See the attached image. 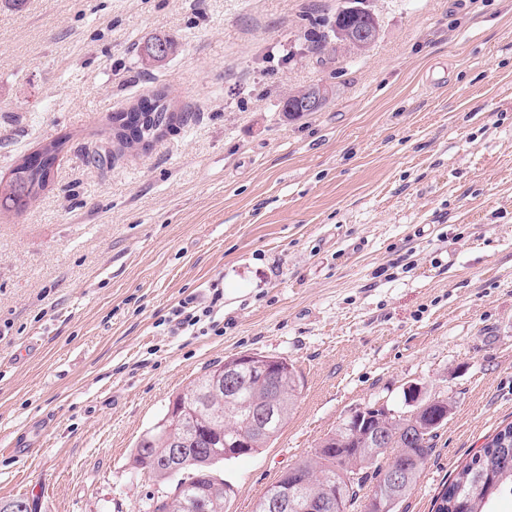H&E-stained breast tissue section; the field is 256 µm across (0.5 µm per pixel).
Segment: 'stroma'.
I'll return each mask as SVG.
<instances>
[{
	"instance_id": "35a3bbf8",
	"label": "stroma",
	"mask_w": 512,
	"mask_h": 512,
	"mask_svg": "<svg viewBox=\"0 0 512 512\" xmlns=\"http://www.w3.org/2000/svg\"><path fill=\"white\" fill-rule=\"evenodd\" d=\"M339 4L0 0V179L67 140L41 197L0 213V499L137 512L141 436L235 354L304 388L270 447L221 465L228 512L353 411H412V384L453 406L399 512H432L512 423V0H365L375 44L317 56ZM316 83L325 106L288 119ZM161 90L190 120L119 151L110 116ZM193 296L214 312L178 330ZM164 46L162 54L155 52L156 46ZM174 42L169 37H155L142 47L140 50V59L144 67L158 68L161 67L173 52Z\"/></svg>"
}]
</instances>
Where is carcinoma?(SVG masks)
Instances as JSON below:
<instances>
[{"mask_svg":"<svg viewBox=\"0 0 512 512\" xmlns=\"http://www.w3.org/2000/svg\"><path fill=\"white\" fill-rule=\"evenodd\" d=\"M366 17L371 14L344 6L336 8V14L329 22V32L311 40L313 50L324 51L329 34L343 32ZM173 49L172 39L155 37L140 50L141 62L146 68H158ZM179 121L185 122L187 118L170 111L166 95L157 92L138 100L127 111L113 114L112 136L123 148L137 150L142 139H156ZM65 144L63 138L53 140L16 164L15 169L21 171L22 176L13 174L9 181L0 183L1 211L20 214L31 201L39 198L51 180ZM254 361H263L281 374L274 390L267 389L252 374L250 363ZM229 365L240 373L238 401L242 416H247L251 407L264 400L267 394L274 393L276 413L248 453L268 447L287 424L303 387L302 377L287 359L254 353L232 356L222 364L209 367L191 381L185 391L176 395L172 404L180 405L191 396L198 397L199 402L183 408L175 421L161 419L137 444L136 468L157 485V489L142 500L138 512H227L232 489L218 470V465L226 461L224 394L210 390L209 378ZM421 421L426 422L428 418L401 412L390 415L385 425L395 434ZM348 423V419H342L336 430L319 442L313 452L292 466L305 482V487L288 512H305V498L322 496L325 486L330 484L336 486L334 512H365V501L383 493L381 474L396 462L391 455L392 449L425 460L435 448L436 428L428 433L421 445L413 446L393 439L389 447L370 456L360 447L359 433ZM171 425L182 436L183 447L176 460L167 463L168 427ZM504 492L512 495V424L500 429L448 483L435 501V512H491L489 502Z\"/></svg>","mask_w":512,"mask_h":512,"instance_id":"obj_1","label":"carcinoma"}]
</instances>
